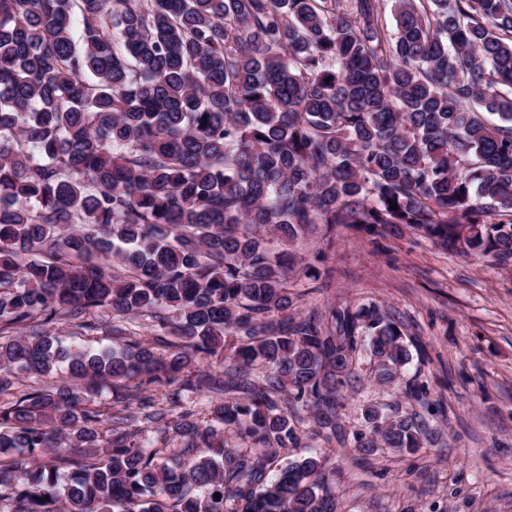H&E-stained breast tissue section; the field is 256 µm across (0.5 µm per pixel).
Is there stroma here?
I'll return each instance as SVG.
<instances>
[{"instance_id": "35a3bbf8", "label": "stroma", "mask_w": 512, "mask_h": 512, "mask_svg": "<svg viewBox=\"0 0 512 512\" xmlns=\"http://www.w3.org/2000/svg\"><path fill=\"white\" fill-rule=\"evenodd\" d=\"M299 249L320 271L318 281H297L299 312L387 309L414 356L404 380L429 385L440 408L438 443L416 456L381 453L360 466L337 449L340 512H512V264L460 257L408 231L379 250L347 233ZM404 402L401 386L375 383L362 358L342 423L360 429L366 405Z\"/></svg>"}]
</instances>
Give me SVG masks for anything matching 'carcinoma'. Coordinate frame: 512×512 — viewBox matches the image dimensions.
Listing matches in <instances>:
<instances>
[{
	"instance_id": "1",
	"label": "carcinoma",
	"mask_w": 512,
	"mask_h": 512,
	"mask_svg": "<svg viewBox=\"0 0 512 512\" xmlns=\"http://www.w3.org/2000/svg\"><path fill=\"white\" fill-rule=\"evenodd\" d=\"M382 2L0 0V512H339L333 448L434 446L423 383L344 431L359 355L412 353L376 305L297 314L288 247L512 261V0Z\"/></svg>"
}]
</instances>
